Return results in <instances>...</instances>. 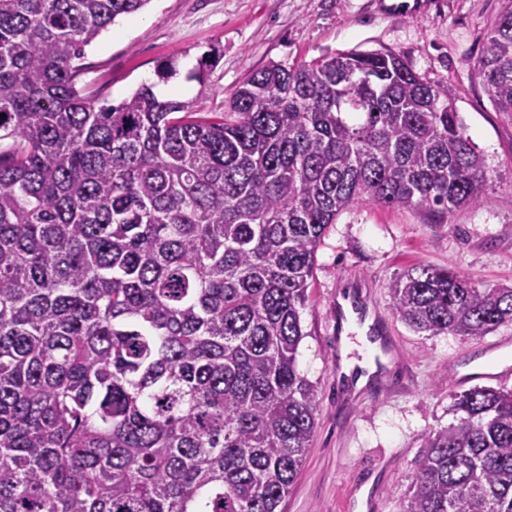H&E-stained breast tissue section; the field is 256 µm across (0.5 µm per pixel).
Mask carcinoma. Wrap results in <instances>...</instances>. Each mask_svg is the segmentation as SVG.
Listing matches in <instances>:
<instances>
[{"instance_id": "cac0c4a2", "label": "carcinoma", "mask_w": 512, "mask_h": 512, "mask_svg": "<svg viewBox=\"0 0 512 512\" xmlns=\"http://www.w3.org/2000/svg\"><path fill=\"white\" fill-rule=\"evenodd\" d=\"M150 0H0V512H280L315 429L298 370L318 246L359 202L478 204L485 158L394 52L271 64L202 115L76 87ZM475 67L512 113V0ZM418 334L512 322V286L422 266L389 284ZM402 512H512V390L454 395Z\"/></svg>"}]
</instances>
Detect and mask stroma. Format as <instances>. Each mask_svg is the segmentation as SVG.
<instances>
[{"label": "stroma", "mask_w": 512, "mask_h": 512, "mask_svg": "<svg viewBox=\"0 0 512 512\" xmlns=\"http://www.w3.org/2000/svg\"><path fill=\"white\" fill-rule=\"evenodd\" d=\"M390 0H150L120 16L84 50L78 86L119 104L140 85L189 84L191 101L210 116L228 110L231 91L272 63L311 62L341 51H391L431 83L456 93L467 133L482 151L487 186L475 206L425 212L358 203L323 238L308 301L298 369L316 386V427L281 512H400L425 436L455 422L452 379L488 367L487 346L512 336H426L389 308L394 275L432 265L455 267L483 285H512V113L495 108L475 68L504 0H426L417 17L389 13ZM215 59L189 79L204 54ZM177 60L169 81L161 66ZM372 287L401 348L408 383L387 394H346L331 362L338 287Z\"/></svg>", "instance_id": "1"}]
</instances>
